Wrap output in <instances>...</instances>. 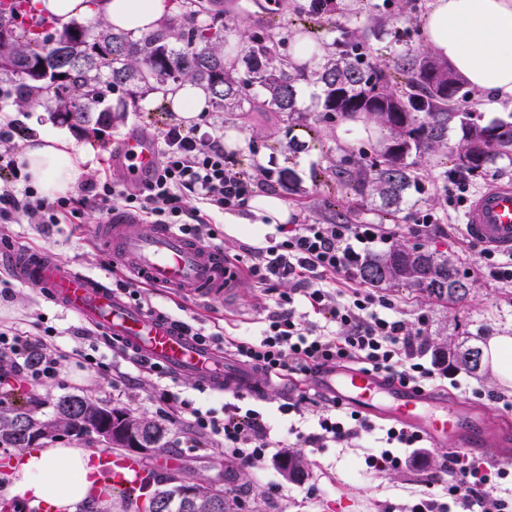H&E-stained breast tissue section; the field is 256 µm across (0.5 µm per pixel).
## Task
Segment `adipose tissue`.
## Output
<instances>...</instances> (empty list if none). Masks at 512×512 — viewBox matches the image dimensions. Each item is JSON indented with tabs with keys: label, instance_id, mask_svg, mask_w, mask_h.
Instances as JSON below:
<instances>
[{
	"label": "adipose tissue",
	"instance_id": "obj_1",
	"mask_svg": "<svg viewBox=\"0 0 512 512\" xmlns=\"http://www.w3.org/2000/svg\"><path fill=\"white\" fill-rule=\"evenodd\" d=\"M57 26L73 19L102 21L134 33L159 30L176 11L173 0H41ZM425 42L484 99L512 102V0H434L421 20ZM30 182L45 196L69 191L84 172L86 156L65 138L42 134L23 153ZM287 203L272 193L247 200L241 224H285ZM89 449L46 444L0 478V497L35 508L50 502L60 512L90 503Z\"/></svg>",
	"mask_w": 512,
	"mask_h": 512
}]
</instances>
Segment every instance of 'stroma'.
<instances>
[{
  "label": "stroma",
  "mask_w": 512,
  "mask_h": 512,
  "mask_svg": "<svg viewBox=\"0 0 512 512\" xmlns=\"http://www.w3.org/2000/svg\"><path fill=\"white\" fill-rule=\"evenodd\" d=\"M305 0H224L226 20L230 26L253 36L270 25H280L284 53H292L293 39L303 34L312 41L332 48L344 31L356 32L369 47L373 58L384 65L392 64L404 48L424 49L421 19L429 11L431 0H335L330 22H317L300 15ZM322 89L314 84L298 88L299 111L287 120L271 112L202 113L201 121L214 123L221 132L236 133L239 144L233 154L243 170L250 173L258 191L271 192L284 199L297 224H333L344 219L348 224H378L382 217L371 199L345 195L322 185L315 178L318 171L335 166L345 151L370 150L377 135L358 132L348 137L350 123L345 119L319 121ZM158 96L153 92L135 91L127 98L124 111L114 113L109 127L82 132L54 119L44 106L16 107L14 102L0 104V113H12L23 127L24 136L17 143L25 149L29 139L41 133H64L75 148L86 157L83 181H99L113 174L109 157L112 141L133 131L157 135L162 124L173 121L174 113H158ZM423 174L419 188L411 190L396 226L399 242L421 245L447 253L460 271L466 272L471 294L462 302L441 307L419 297L410 288H383L400 315L414 320L417 314L428 317V346L479 335L481 341L498 335L512 336V286L488 283L473 274L476 255L468 247L463 232L466 203L484 188L496 183L512 184V165L501 163L499 170L472 178L467 200L459 205L448 202V179L439 157L423 156L418 160ZM296 175V185H289V175ZM433 219L440 224L438 232L418 233L417 225ZM101 219L98 210L88 207L80 218L62 219L60 224L43 229L36 219L24 218L13 225L19 243L29 249H49L60 263L102 276H111L112 266L104 244L93 227ZM212 224L218 231V242L227 256L244 255L256 239L277 236L273 224H228L223 214L213 213ZM150 305L175 314L201 332L250 339L260 335L264 318L272 307V296L263 285L238 278L229 297L187 300L167 290L147 289ZM78 320L64 312L45 294L17 285L14 299H0V328H18L40 334L44 327L58 331L54 342L61 353L68 354L81 341L70 330ZM59 378L37 389L17 387V403L33 404L35 411L50 417L51 405L64 394H79L124 408L137 416L156 419V409L165 392L193 399L197 405H220L223 394L194 389V379L185 376L162 377L153 372L131 370L125 383L114 382L111 374H94L84 382L72 379L70 362L60 365ZM260 394L246 395L243 407L261 411L274 433L283 436L289 426L310 430L317 414L327 405L325 398L312 392L307 377L295 382L297 393L307 395L303 416L284 415L278 410L284 393L268 384L263 375L253 377ZM436 390L451 398L466 399L470 407L485 414L491 423H512V391L500 388L489 366H481L477 374L453 371L451 378L438 379ZM165 450L156 452L153 465L168 464L191 480L215 481L223 484L230 512H410L419 499L443 495L448 474L443 459L455 452L454 444L428 445L413 456L407 466L397 470H367L364 459L370 451L369 441L356 440L344 447L301 449L308 464L303 481L292 482L280 472L276 460L259 467L241 466L224 450L222 441L202 443L196 448L179 442L181 425L164 420Z\"/></svg>",
  "instance_id": "1"
}]
</instances>
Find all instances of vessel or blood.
I'll list each match as a JSON object with an SVG mask.
<instances>
[{
	"instance_id": "obj_1",
	"label": "vessel or blood",
	"mask_w": 512,
	"mask_h": 512,
	"mask_svg": "<svg viewBox=\"0 0 512 512\" xmlns=\"http://www.w3.org/2000/svg\"><path fill=\"white\" fill-rule=\"evenodd\" d=\"M160 162L154 139L132 133L114 141L111 165L139 181ZM465 233L476 241L512 250V187L492 186L477 195L465 216ZM98 234L108 242L113 260L139 279L178 288L188 296L229 294L224 249L182 234L170 224L135 228L125 215H107ZM21 283L50 296L87 326L107 333L127 348L174 374L186 375L226 394L253 391V372L224 359L211 346L179 330L174 319L139 307L100 278L58 263L46 252H29L13 260ZM313 389L356 411L402 423L434 445L455 440L458 447L486 457L512 455V436L489 429L486 419L466 402L432 391H419L354 366H327L310 376ZM95 488H110L127 497L129 512H142L143 488L155 480L138 458L96 452L92 455Z\"/></svg>"
}]
</instances>
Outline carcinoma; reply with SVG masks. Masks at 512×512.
I'll use <instances>...</instances> for the list:
<instances>
[{
  "label": "carcinoma",
  "mask_w": 512,
  "mask_h": 512,
  "mask_svg": "<svg viewBox=\"0 0 512 512\" xmlns=\"http://www.w3.org/2000/svg\"><path fill=\"white\" fill-rule=\"evenodd\" d=\"M181 2V12L163 29L136 38L103 23L92 36L76 22L59 29L52 18L35 11V0H11L0 6V18L7 17L14 29L12 52L0 57V82L13 86L20 105L55 100L56 118L79 130L90 124L112 125V107L103 106L105 89L165 91L190 81L209 95L217 112H279L291 117L298 111V86L319 84L320 119L361 117L380 130L372 153L346 154L329 173L340 189L377 198L382 218L391 224L397 223L408 190L419 185L418 163L412 156L442 152L454 169L470 174L485 173L505 158L512 162V114L483 123L462 108L463 79L433 55L406 48L388 68L346 31L319 69L292 72L288 55L281 52L282 38L269 30L249 38L241 71L224 60V0L204 7L202 0ZM332 11L333 0H309L302 8L319 21L329 19ZM201 15L209 22L197 24ZM256 86L263 95L253 93ZM451 129L457 133L452 144ZM359 277L370 287L404 285L437 302H460L470 291L467 277L447 254L418 245L397 244L367 256ZM474 349L478 346L470 336L453 346H439L442 355L469 374L479 369L469 359ZM101 409L88 397L68 394L56 401L51 419L42 421L31 408L19 405L0 417V447L28 448L33 443L13 422L15 417L45 427L66 419L69 435L82 437ZM164 437L161 425L144 420L146 443L162 448ZM283 461L289 463L291 480L304 478L299 453L287 452ZM156 486L169 499L170 512H187L179 486L164 476L156 479Z\"/></svg>",
  "instance_id": "1"
}]
</instances>
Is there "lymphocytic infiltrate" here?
Here are the masks:
<instances>
[{
	"label": "lymphocytic infiltrate",
	"instance_id": "f902f5d3",
	"mask_svg": "<svg viewBox=\"0 0 512 512\" xmlns=\"http://www.w3.org/2000/svg\"><path fill=\"white\" fill-rule=\"evenodd\" d=\"M160 140L159 166L135 186L107 179L82 186L80 197L53 200L39 196L29 185L19 153H0V245L12 246L9 227L24 217L55 224L63 215L78 217L89 204L110 212L116 201L148 223L175 225L202 243L214 240L216 232L202 206L237 210L254 193L251 178L225 152L221 136L173 123L162 131ZM190 195L201 201V208L187 207ZM389 240L378 224H293L282 241L249 249L247 272L256 283L272 287L285 280L290 287L275 297L259 338L230 337L224 341L225 348L257 371L276 377L307 375L330 364L362 363L367 370L405 385L432 384L438 367L423 362L426 315H418L413 322L393 315L391 300L359 280L362 261ZM300 302L324 318L321 329L298 321ZM79 335L90 342L89 350L71 353L79 366L111 371L115 359L124 356L106 334L83 329ZM53 336L50 327L40 335L0 329V361L7 363L0 368V388L10 389L15 381L33 387L57 379L61 356ZM165 405L179 413L187 447L219 438L242 464L257 467L280 445L264 416L238 403L228 400L221 407L205 409L174 395ZM373 430L360 413L332 402L319 415L315 430L292 426L288 434L293 446L314 449L347 445ZM381 442V451L366 459L368 469L400 468L408 462L404 449L422 447L424 437L396 424L386 429ZM444 467L451 500L463 502L469 512H505L507 503L495 496L493 480L507 477V469L490 473L457 454L449 455Z\"/></svg>",
	"mask_w": 512,
	"mask_h": 512
}]
</instances>
